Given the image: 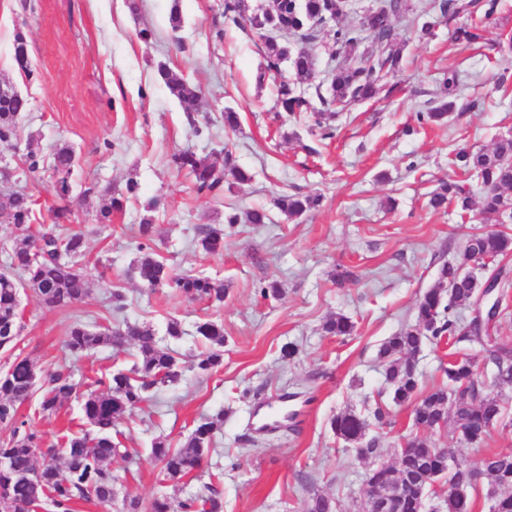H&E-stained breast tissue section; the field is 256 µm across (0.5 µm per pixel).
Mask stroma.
<instances>
[{
	"label": "stroma",
	"instance_id": "stroma-1",
	"mask_svg": "<svg viewBox=\"0 0 512 512\" xmlns=\"http://www.w3.org/2000/svg\"><path fill=\"white\" fill-rule=\"evenodd\" d=\"M222 0H0V83L28 101L13 149L0 164L23 177L28 151L50 155L74 148L78 165L67 200L56 197L49 176L28 181L37 223L51 224L60 203L71 209L69 227L83 232V264L90 296L63 310L44 307L32 293L21 297L23 329L17 344L37 371L66 367L80 386L101 371L129 367L135 347H104L75 357L63 347L71 325L107 317L110 293L125 295L123 319L163 330L168 318L186 331L175 348L198 353L196 322L224 325V364L209 375L185 372L153 399L115 423L127 456L114 458L119 478L111 505L81 503L76 512H122L124 498L178 502L203 484L223 490L222 512H306L314 494L337 500L339 512H362L367 461L336 437L331 422L352 410L369 418L368 436L379 439L382 461L395 462L412 430L411 409L391 401L381 343L414 322L419 296L432 288L441 266L457 261L468 236L486 231L477 212H438L429 194L439 181L459 179L455 151L491 150L512 134V0H498L493 16L477 6L448 18L440 0H407L408 16L432 22L431 39L418 40L397 22L403 70L389 78L393 91L337 114L334 139L319 141L302 119L277 117L273 84L258 81L262 40L246 24L222 14ZM179 10L180 28L171 24ZM481 24L483 43H456L452 31ZM149 29L154 37L143 41ZM27 40L31 75L13 59L16 34ZM168 65L202 89L199 110L187 116L162 82ZM465 85L444 124L419 125L448 70ZM238 113L237 130L224 126L225 110ZM207 125L195 136L189 124ZM190 148L219 162L232 152L252 175L249 184L218 198L200 197L186 173L174 171V151ZM137 197L98 222L99 192ZM320 192L318 210L298 218L275 205L283 194ZM155 209H148V202ZM262 208L270 223L236 225L224 249L207 253L193 244L199 229L222 224L227 207ZM151 219L155 248L178 272L223 281L219 306L190 303L170 289L151 290L130 269L139 257L138 226ZM347 271L339 282L337 271ZM280 282L283 294L262 298L261 287ZM350 316L349 336H328V315ZM293 349L285 357V349ZM505 413L483 447L465 443L455 426L432 433L449 455L480 466L485 454L512 452V386L493 387ZM385 418L377 422L374 410ZM223 414L214 449L197 477L167 480L150 456L154 439L181 447L201 421ZM73 398L35 427L44 448L60 450L68 423H82Z\"/></svg>",
	"mask_w": 512,
	"mask_h": 512
}]
</instances>
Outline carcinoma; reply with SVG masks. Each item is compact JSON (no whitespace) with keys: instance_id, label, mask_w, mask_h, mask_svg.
I'll use <instances>...</instances> for the list:
<instances>
[{"instance_id":"cac0c4a2","label":"carcinoma","mask_w":512,"mask_h":512,"mask_svg":"<svg viewBox=\"0 0 512 512\" xmlns=\"http://www.w3.org/2000/svg\"><path fill=\"white\" fill-rule=\"evenodd\" d=\"M351 5L349 0H281L272 13L249 12L246 0H224L223 15L233 22L247 20L261 32H273L265 38L260 77L277 80V106L290 117L309 113L313 126L323 139L333 137L334 127L329 120L337 109L377 97L385 87L384 79L401 69L402 53L397 47L396 21L406 11V0H384L361 18L347 22ZM334 24L333 38L336 54H345L346 62L332 68L327 88L317 86L315 96L307 95L314 70V58L302 48L293 49L278 38L280 33H293L305 42L316 39L322 20ZM453 39L473 46L484 39L483 29L477 25H463L452 32ZM371 41L381 47L374 54L365 47ZM14 61L19 71L30 73L27 44L22 34L14 40ZM289 65L290 74H282V65ZM159 75L185 110L190 112L201 98L200 89L180 72L164 65ZM459 73L448 75L440 89L435 105L420 115L422 122L442 123L454 110L455 102L448 99L459 87ZM27 111L22 97L0 101V146H10L17 139L18 120ZM451 163L460 171L463 180L442 182L432 192L430 205L439 211L450 205L460 213L472 210V190L468 180L475 174L480 178L479 215L485 222L502 224L509 219L512 198L505 191L512 190V137L498 139L488 152L460 150ZM170 164L179 172L192 176L193 189L199 195L218 196L224 191L247 184L251 175L233 163L231 153H224V164L216 165L200 157L191 149L175 152ZM75 151L68 145L55 149L47 158L30 151L24 166L32 177L48 169L55 175L53 189L63 199L69 195L74 168ZM138 194V184L130 183L126 195H112L110 188L101 190L104 205L98 214L101 224L112 223V213L123 208V199ZM322 196L282 195L277 207L290 218H298L321 206ZM36 200L31 191L22 187L0 194V217L12 228L9 243L4 245L5 269L0 271V348L9 351L7 373L0 377V425L9 430L8 438L0 441V491L4 492L13 512H37L45 507L49 512H74L80 501L107 504L116 496L117 477L112 474V459L122 454L120 432L114 431L115 421L125 412L136 408L149 398L154 388L172 383L182 376L179 353L168 345L186 334L181 322L170 319L165 334L156 335L154 329L138 323L122 321L116 325L95 324L90 329L81 322L69 330L64 347L73 355H80L100 347L121 348L138 346L133 365L116 369L94 378L96 389L83 398L82 412L86 425L63 435V464L54 458L38 462L37 449L41 436L31 424L32 418L20 413L36 391H41L38 412L55 413L76 392L69 374L62 370L43 375L37 383V372L31 360L15 353L20 331L19 290L28 288L48 307L67 309L83 301L90 293L87 272L80 264L86 243L82 233L64 232L58 227L69 221L70 210H53V225L47 228L34 223ZM269 224L271 218L264 210L250 209L245 215L233 209L224 213V227H209L200 231L197 245L205 252L224 250V232L237 224ZM156 232L154 224L146 220L139 225L138 250L141 257L134 271L146 288H169L173 293L192 302L220 303L224 301V283L203 274L174 273L153 249ZM512 254V235L503 231L473 234L465 242L463 260H473L486 267L500 257ZM26 276L17 281L12 273ZM491 278L499 288L500 301L495 303V315H500L502 301L508 296L507 273L495 269ZM481 292V282L464 277L457 264H445L439 272V284L426 291L415 309V324L388 338L379 349V358L385 366V377L390 385L391 401L397 405H412L413 426L405 450L395 464L366 470L363 482L367 485V502L382 500L398 485L406 489L401 505L403 512H420L417 489L429 488L435 474L442 473L446 483L442 499L443 512H474L479 486L472 484L478 474L487 479L485 497L492 502L495 512H512V452H494L486 455L481 466L475 468L465 461L459 467H448V451L428 440L425 433L448 427L452 422L465 442L481 446L491 428L502 418L503 405L490 396L485 385L478 381L475 358L469 354L477 349L486 354L495 366V381L512 384V347L498 342L491 334V323L478 326L460 318L458 310L471 305ZM355 325L343 314L330 318L323 331L332 336H349ZM195 336L203 344L189 361L188 368L206 375L218 370L224 361V326L205 320L195 325ZM448 338L453 351L448 365L443 368L445 382L423 391L413 363V356L426 340ZM219 413L200 423L179 448H172L161 439L152 442L150 454L163 463L165 476L180 481L199 471L213 447V434ZM336 436L349 443L365 441L366 450L361 459L377 455V438H366L367 420L353 411L336 416L331 423ZM222 502L211 483L177 506L166 499L156 498L148 506L136 498L124 499V512H221ZM307 512H338L335 500L315 496Z\"/></svg>"}]
</instances>
